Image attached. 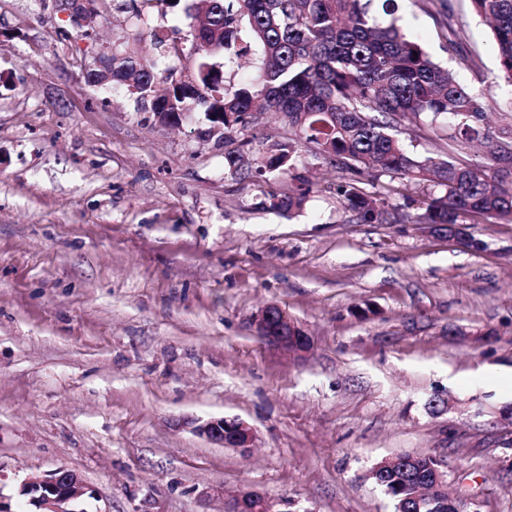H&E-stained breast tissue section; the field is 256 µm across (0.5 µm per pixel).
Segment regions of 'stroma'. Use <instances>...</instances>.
<instances>
[{
	"label": "stroma",
	"instance_id": "35a3bbf8",
	"mask_svg": "<svg viewBox=\"0 0 512 512\" xmlns=\"http://www.w3.org/2000/svg\"><path fill=\"white\" fill-rule=\"evenodd\" d=\"M130 3L78 26L54 0H0V506L33 512L20 484L65 467L92 490L84 512H224L242 490L288 512H394L371 470L425 455L450 493L512 512V222L471 225L473 249L348 221L342 174L313 145L259 172L289 137L265 114L235 130L250 169L232 172L203 113L163 127L87 83L106 46L149 58L154 36L186 41L166 0L140 21ZM398 4L499 134L512 86L468 0ZM363 182L420 214L407 177ZM301 184V208L271 209ZM270 304L310 336L305 357L257 337ZM223 416L254 428V448L195 433Z\"/></svg>",
	"mask_w": 512,
	"mask_h": 512
}]
</instances>
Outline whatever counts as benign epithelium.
Listing matches in <instances>:
<instances>
[{"mask_svg": "<svg viewBox=\"0 0 512 512\" xmlns=\"http://www.w3.org/2000/svg\"><path fill=\"white\" fill-rule=\"evenodd\" d=\"M57 8L78 25L88 14L97 11V0H57ZM280 311L281 308L272 305L258 313L255 319L257 335L300 359L309 352L311 338L290 318L283 325L275 324L274 318ZM195 432L210 443L225 448H251L256 439L254 429L237 418H212L196 425ZM88 490L78 474L58 468L41 477L27 479L21 484L19 493L28 497L37 512H82L79 504ZM251 500V491H242L228 504L225 512H280L277 503L265 495L254 505Z\"/></svg>", "mask_w": 512, "mask_h": 512, "instance_id": "benign-epithelium-1", "label": "benign epithelium"}]
</instances>
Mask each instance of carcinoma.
<instances>
[{
	"label": "carcinoma",
	"instance_id": "1",
	"mask_svg": "<svg viewBox=\"0 0 512 512\" xmlns=\"http://www.w3.org/2000/svg\"><path fill=\"white\" fill-rule=\"evenodd\" d=\"M205 22L192 32L199 46L196 72L175 77L157 60L128 48L112 49L87 81L128 91L137 111L160 125L202 111L208 136L223 141L255 112L288 123L292 137L272 143L259 167L273 173L291 166L299 143L315 145L349 177L338 184L349 220L404 224L409 214L367 193L357 176H407L431 189L418 224L512 222V158L500 152L499 136L485 132L481 98L451 70L442 68L395 16L396 0H380L381 24L370 14L374 0H200ZM490 27L501 78L512 85V0H469ZM248 19L254 42L239 37L238 18ZM257 44L262 72L228 92L213 58H241ZM453 123L450 139L478 150L480 162L450 154L438 160L411 152L399 134L424 125L437 132ZM435 460L403 456L386 469L382 488L396 512H417L419 485Z\"/></svg>",
	"mask_w": 512,
	"mask_h": 512
}]
</instances>
